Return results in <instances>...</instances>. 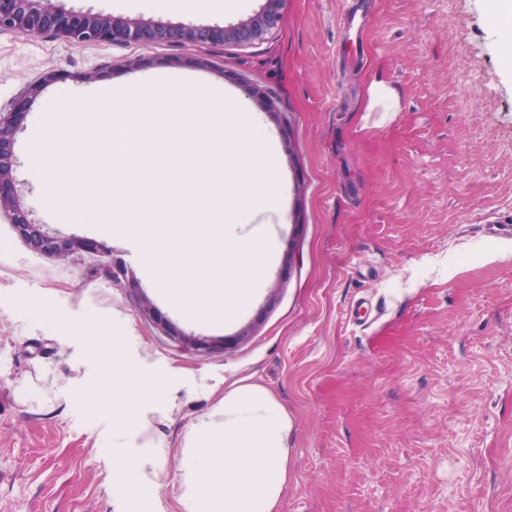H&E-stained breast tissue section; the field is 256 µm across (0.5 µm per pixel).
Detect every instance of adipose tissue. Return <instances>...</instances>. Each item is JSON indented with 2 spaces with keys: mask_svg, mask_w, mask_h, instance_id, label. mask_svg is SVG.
<instances>
[{
  "mask_svg": "<svg viewBox=\"0 0 512 512\" xmlns=\"http://www.w3.org/2000/svg\"><path fill=\"white\" fill-rule=\"evenodd\" d=\"M132 339L112 341V361L102 379L80 386L75 402L112 412V446L143 437L147 414L163 383L132 359ZM293 419L267 387L245 380L197 415L177 439L178 491L185 512H278L288 487ZM166 440L151 441L150 454L122 457L126 487L137 498L156 493L155 471L166 461Z\"/></svg>",
  "mask_w": 512,
  "mask_h": 512,
  "instance_id": "ef3b65f1",
  "label": "adipose tissue"
}]
</instances>
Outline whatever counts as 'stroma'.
<instances>
[{"mask_svg": "<svg viewBox=\"0 0 512 512\" xmlns=\"http://www.w3.org/2000/svg\"><path fill=\"white\" fill-rule=\"evenodd\" d=\"M128 22L231 28L229 14L156 0H61ZM487 0H286L246 44H92L0 35V104L51 71L14 144L16 200L49 236L32 249L0 214V512H139L113 474L112 414L71 403L100 378L96 336H134L173 409L148 434L176 440L241 378L270 388L294 420L281 512H512V40ZM155 74L224 87L279 153L274 260L252 305L215 325L180 317L146 280L140 248L93 224L48 220L25 148L44 112L90 111L115 86ZM388 79L393 113L363 112ZM501 225L491 234L489 225ZM120 264L137 289L114 282ZM41 298L56 325L14 306ZM212 349L189 353L178 334ZM155 477V512H184L177 449Z\"/></svg>", "mask_w": 512, "mask_h": 512, "instance_id": "35a3bbf8", "label": "stroma"}]
</instances>
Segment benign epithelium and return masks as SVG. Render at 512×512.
Here are the masks:
<instances>
[{"mask_svg": "<svg viewBox=\"0 0 512 512\" xmlns=\"http://www.w3.org/2000/svg\"><path fill=\"white\" fill-rule=\"evenodd\" d=\"M283 0H267V7L256 18L240 26L224 30L210 26L130 24L110 16L78 15L55 4V0H0V35L48 36L70 44L95 43H168L216 44L232 35L247 42L259 32L276 26ZM55 79L47 72L32 81L7 105H0V212L9 213L19 233L35 250L47 253H70L82 247L78 240H57L30 223L15 204L13 188V141L17 120L26 99L38 95Z\"/></svg>", "mask_w": 512, "mask_h": 512, "instance_id": "benign-epithelium-1", "label": "benign epithelium"}]
</instances>
